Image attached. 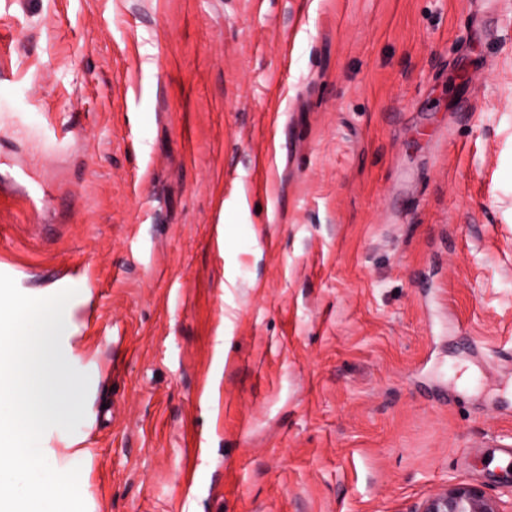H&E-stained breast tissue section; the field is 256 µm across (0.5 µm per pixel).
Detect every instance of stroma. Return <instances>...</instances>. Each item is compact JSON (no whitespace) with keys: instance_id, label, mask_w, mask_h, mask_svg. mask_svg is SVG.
Wrapping results in <instances>:
<instances>
[{"instance_id":"35a3bbf8","label":"stroma","mask_w":512,"mask_h":512,"mask_svg":"<svg viewBox=\"0 0 512 512\" xmlns=\"http://www.w3.org/2000/svg\"><path fill=\"white\" fill-rule=\"evenodd\" d=\"M0 37V273L76 291L92 456L41 444L98 512H512V0H0ZM417 512H501L480 486L450 483L429 495Z\"/></svg>"}]
</instances>
